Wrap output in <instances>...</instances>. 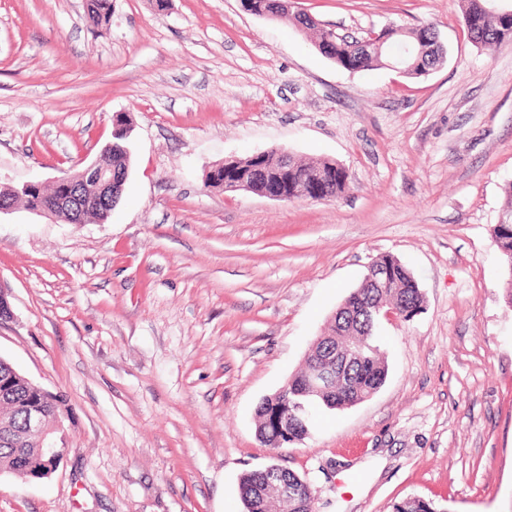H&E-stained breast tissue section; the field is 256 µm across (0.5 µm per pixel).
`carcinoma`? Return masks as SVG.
Segmentation results:
<instances>
[{"label": "carcinoma", "instance_id": "carcinoma-1", "mask_svg": "<svg viewBox=\"0 0 512 512\" xmlns=\"http://www.w3.org/2000/svg\"><path fill=\"white\" fill-rule=\"evenodd\" d=\"M464 23L470 40L487 51H494L502 44L512 41V15H502L494 10L491 0H462ZM112 15L111 0H93L88 13L96 26L107 23ZM283 22L294 25L300 31L311 30L314 47L320 55L348 71H359L381 67L392 58L407 57L408 76L419 78L430 69V58L436 57L435 65L443 62L442 48H433L435 35L433 26L427 24L417 28L397 31L386 27L378 32L381 44L372 47L368 54L360 53L356 41L346 35L334 36L328 28L314 21L305 13L284 15ZM130 152L128 138L119 140V147L112 150L107 165L119 179L128 174ZM306 181L310 187L326 199H337L349 191L352 177L334 160L302 163L297 160L288 168V183ZM59 192L58 186L42 188L34 193L13 197V202L23 201L33 210L47 203ZM378 266L387 273L389 288L379 292L366 282L344 299L336 310L325 335L319 337L314 352L307 358L305 369L288 381V396L308 405L319 403L330 410L344 409L376 393L384 384L388 366L376 343L374 329L379 316L368 313L378 302H385L407 313L412 319L423 310L424 298L417 281L410 271L395 257L385 255L377 259ZM352 351V361L346 379L336 383L327 393L311 395L306 377L313 363L332 356L337 351ZM16 388L12 397L0 398V416L10 422L13 431L22 432L25 425L26 407L32 399L29 382L22 374H16ZM271 400L260 402L257 407V430L259 439L275 449L284 447L279 442V433L272 426ZM310 434V418L304 412L299 418L288 420V444L304 441ZM41 479L51 477L50 468L38 462L33 448H11L0 445V474H15L32 479L33 474ZM288 480L298 487L293 512H312V499L308 485L296 472H285ZM266 476L260 470L245 473L240 481V494L245 512H280L279 500L262 494ZM438 506L422 498H408L394 505V512H435Z\"/></svg>", "mask_w": 512, "mask_h": 512}]
</instances>
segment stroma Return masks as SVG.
<instances>
[{
	"instance_id": "obj_1",
	"label": "stroma",
	"mask_w": 512,
	"mask_h": 512,
	"mask_svg": "<svg viewBox=\"0 0 512 512\" xmlns=\"http://www.w3.org/2000/svg\"><path fill=\"white\" fill-rule=\"evenodd\" d=\"M340 33L433 24L447 55L420 78L350 72L240 0H0V184L53 183L133 127L111 217L0 214V357L58 396L53 477L0 476V512H244L271 462L314 512H512V306L491 229L512 202V43L486 54L460 0H292ZM272 148L350 173L334 200L205 187L228 156ZM424 310L381 318L370 399L314 407L273 450L255 409L302 368L381 255Z\"/></svg>"
}]
</instances>
